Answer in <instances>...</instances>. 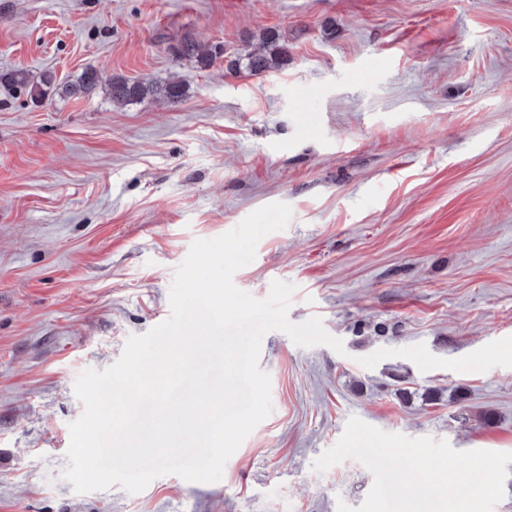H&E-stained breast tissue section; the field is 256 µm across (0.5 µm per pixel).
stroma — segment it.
Listing matches in <instances>:
<instances>
[{"mask_svg": "<svg viewBox=\"0 0 512 512\" xmlns=\"http://www.w3.org/2000/svg\"><path fill=\"white\" fill-rule=\"evenodd\" d=\"M269 30L287 65L229 74ZM187 38L224 58L175 56ZM89 68L189 93L0 86V512L357 507L366 467L312 468L353 416L512 453V0H0V72ZM274 202L289 223L233 283L257 299L292 283L290 320L320 318L343 352L264 335L273 411L220 481L75 493L76 377L170 317L194 240ZM187 92V85L179 80H169L164 83L153 81L130 82L123 77H117L112 79L107 90V96L112 100V103L121 105L154 95H159L169 103L176 104L187 96Z\"/></svg>", "mask_w": 512, "mask_h": 512, "instance_id": "1", "label": "stroma"}]
</instances>
